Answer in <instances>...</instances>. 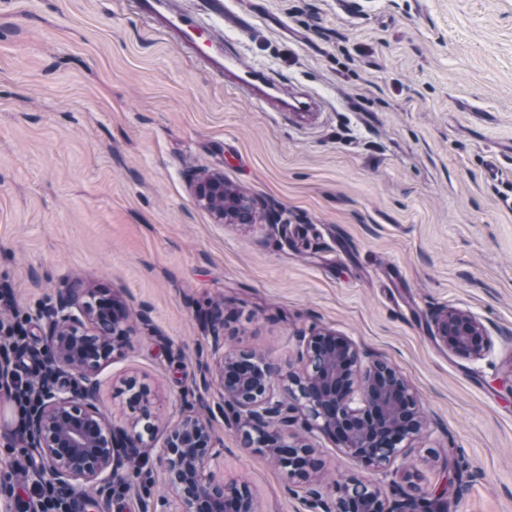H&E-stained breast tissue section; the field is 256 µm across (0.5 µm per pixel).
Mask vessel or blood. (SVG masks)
I'll list each match as a JSON object with an SVG mask.
<instances>
[{
	"mask_svg": "<svg viewBox=\"0 0 512 512\" xmlns=\"http://www.w3.org/2000/svg\"><path fill=\"white\" fill-rule=\"evenodd\" d=\"M135 13L155 33L176 38L195 60L221 76L236 94L262 112H292L305 120L321 111L319 97L293 86L275 83L264 70L242 68L232 53L223 51L226 0H211L206 19H195L172 0H132Z\"/></svg>",
	"mask_w": 512,
	"mask_h": 512,
	"instance_id": "1",
	"label": "vessel or blood"
}]
</instances>
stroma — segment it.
<instances>
[{"mask_svg": "<svg viewBox=\"0 0 512 512\" xmlns=\"http://www.w3.org/2000/svg\"><path fill=\"white\" fill-rule=\"evenodd\" d=\"M361 2L229 4L241 62L323 101L303 122L226 90L123 0H0V282L33 316L23 358L43 356L71 281L110 289L131 333L98 406L126 427L133 379L160 423L123 483L78 486L83 512H171L162 426L202 402L218 478L247 483L260 512H313L200 382L218 306L226 349L296 369L299 335L328 328L419 397L425 426L387 475L312 436L321 485L377 477L442 512H512V0ZM197 171L223 173L260 217L215 223ZM442 306L482 321L486 358L431 336Z\"/></svg>", "mask_w": 512, "mask_h": 512, "instance_id": "stroma-1", "label": "stroma"}]
</instances>
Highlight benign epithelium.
<instances>
[{"mask_svg":"<svg viewBox=\"0 0 512 512\" xmlns=\"http://www.w3.org/2000/svg\"><path fill=\"white\" fill-rule=\"evenodd\" d=\"M192 187L196 204L219 224H241L256 207L219 172L196 174ZM127 317V308L99 288L79 285L60 293L44 339L55 371L68 374L70 384L48 388L30 416L28 433L41 455L33 481L106 487L122 479L125 460L143 447L137 423L112 429L94 398L95 375L122 353L129 336ZM210 323L212 365L204 381L220 390L224 406L245 427L246 446L257 445L276 458L288 454L289 475L305 478L299 466L310 464L314 448L289 432L300 413L308 433H320L369 466L383 470L407 458L402 443L420 433L422 409L388 362H363L352 340L325 329L300 337L302 368L295 373L252 353L224 351L223 309H214ZM431 332L448 352L468 360H480L491 350L480 319L456 307L435 312ZM131 389L129 409L141 419L152 418L148 389L134 383ZM214 448L210 417L200 408L165 428L156 459L178 512H258L248 485L215 478ZM306 493L319 512H434L429 493L396 499L373 481H344L326 495L308 487Z\"/></svg>","mask_w":512,"mask_h":512,"instance_id":"benign-epithelium-1","label":"benign epithelium"}]
</instances>
